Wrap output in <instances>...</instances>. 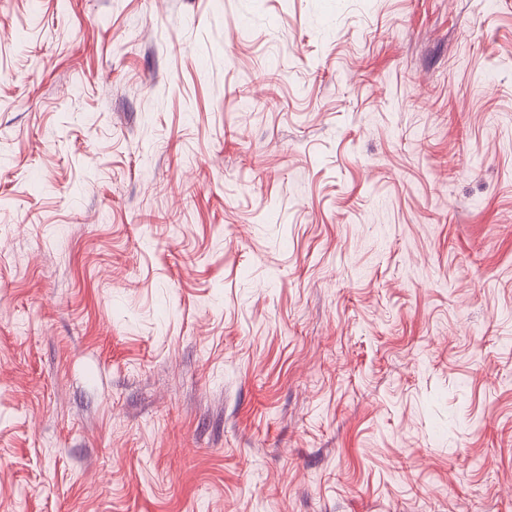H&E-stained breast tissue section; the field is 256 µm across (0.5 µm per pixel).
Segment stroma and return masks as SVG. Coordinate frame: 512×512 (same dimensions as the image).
<instances>
[{
    "instance_id": "stroma-1",
    "label": "stroma",
    "mask_w": 512,
    "mask_h": 512,
    "mask_svg": "<svg viewBox=\"0 0 512 512\" xmlns=\"http://www.w3.org/2000/svg\"><path fill=\"white\" fill-rule=\"evenodd\" d=\"M0 512H512V0H0Z\"/></svg>"
}]
</instances>
